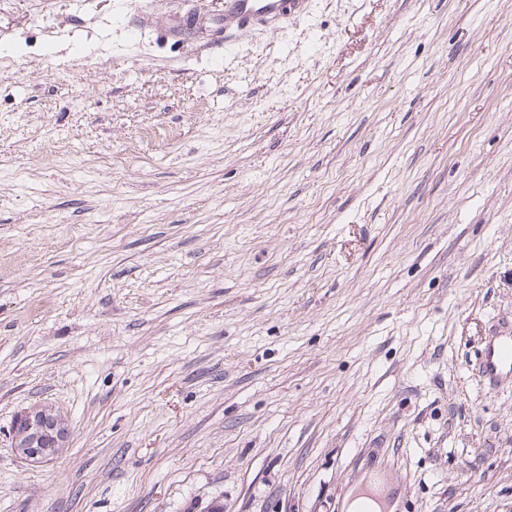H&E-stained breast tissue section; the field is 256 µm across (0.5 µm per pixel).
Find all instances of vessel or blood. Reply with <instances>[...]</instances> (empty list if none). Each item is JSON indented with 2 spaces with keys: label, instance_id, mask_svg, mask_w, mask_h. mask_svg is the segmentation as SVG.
Returning a JSON list of instances; mask_svg holds the SVG:
<instances>
[{
  "label": "vessel or blood",
  "instance_id": "obj_1",
  "mask_svg": "<svg viewBox=\"0 0 512 512\" xmlns=\"http://www.w3.org/2000/svg\"><path fill=\"white\" fill-rule=\"evenodd\" d=\"M310 0H222L213 11L198 14L182 11L178 22L170 27L167 38L183 40L203 34L220 35L226 21L238 27L267 26L281 29L284 24L308 13ZM478 370L489 386L512 376V335L505 334L490 341L484 348Z\"/></svg>",
  "mask_w": 512,
  "mask_h": 512
}]
</instances>
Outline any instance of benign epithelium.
Returning a JSON list of instances; mask_svg holds the SVG:
<instances>
[{"label":"benign epithelium","mask_w":512,"mask_h":512,"mask_svg":"<svg viewBox=\"0 0 512 512\" xmlns=\"http://www.w3.org/2000/svg\"><path fill=\"white\" fill-rule=\"evenodd\" d=\"M70 435L68 416L53 404L39 402L14 416L11 448L26 462L49 463L68 447Z\"/></svg>","instance_id":"benign-epithelium-1"}]
</instances>
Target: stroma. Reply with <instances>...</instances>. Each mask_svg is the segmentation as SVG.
<instances>
[{"mask_svg": "<svg viewBox=\"0 0 512 512\" xmlns=\"http://www.w3.org/2000/svg\"><path fill=\"white\" fill-rule=\"evenodd\" d=\"M207 2L0 0V512H512V0ZM221 7L212 12L196 14L192 8L182 11L179 21L166 31V38L185 40L186 37L201 36L210 32L221 35L223 22L233 20L238 27L269 26L279 30L288 21L309 12V0H224ZM478 370L490 388L512 376L511 334L498 336L487 344L482 351ZM70 435L68 416L53 404L39 402L14 416L11 448L26 462L49 463L68 448Z\"/></svg>", "mask_w": 512, "mask_h": 512, "instance_id": "1", "label": "stroma"}]
</instances>
